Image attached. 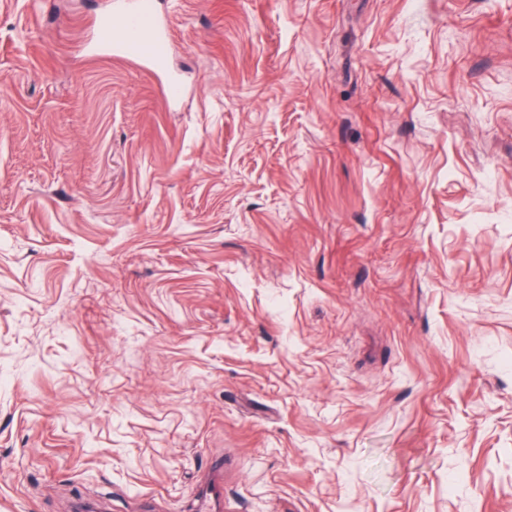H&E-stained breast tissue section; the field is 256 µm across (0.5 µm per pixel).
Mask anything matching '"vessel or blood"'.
Listing matches in <instances>:
<instances>
[{"mask_svg": "<svg viewBox=\"0 0 512 512\" xmlns=\"http://www.w3.org/2000/svg\"><path fill=\"white\" fill-rule=\"evenodd\" d=\"M96 41L118 57L162 68L172 41L150 0H111L97 25Z\"/></svg>", "mask_w": 512, "mask_h": 512, "instance_id": "1", "label": "vessel or blood"}]
</instances>
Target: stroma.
<instances>
[{
  "label": "stroma",
  "mask_w": 512,
  "mask_h": 512,
  "mask_svg": "<svg viewBox=\"0 0 512 512\" xmlns=\"http://www.w3.org/2000/svg\"><path fill=\"white\" fill-rule=\"evenodd\" d=\"M0 0V512H512V0ZM96 41L118 57L153 69L164 66L173 44L146 0L110 1L98 22Z\"/></svg>",
  "instance_id": "obj_1"
}]
</instances>
